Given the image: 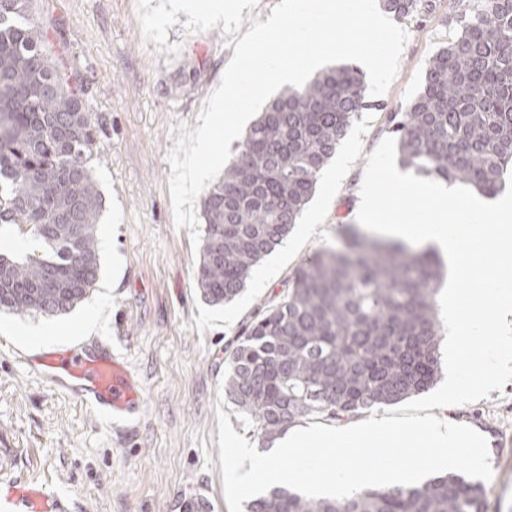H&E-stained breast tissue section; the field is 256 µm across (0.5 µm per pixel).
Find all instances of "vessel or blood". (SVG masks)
<instances>
[{
  "instance_id": "vessel-or-blood-1",
  "label": "vessel or blood",
  "mask_w": 512,
  "mask_h": 512,
  "mask_svg": "<svg viewBox=\"0 0 512 512\" xmlns=\"http://www.w3.org/2000/svg\"><path fill=\"white\" fill-rule=\"evenodd\" d=\"M35 370L40 377L77 393L113 418H122L139 407V389L125 361L109 353L48 356ZM62 508L61 501L42 486L22 484L9 473L0 474V512H61Z\"/></svg>"
}]
</instances>
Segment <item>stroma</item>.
Here are the masks:
<instances>
[{
    "mask_svg": "<svg viewBox=\"0 0 512 512\" xmlns=\"http://www.w3.org/2000/svg\"><path fill=\"white\" fill-rule=\"evenodd\" d=\"M243 7L209 23L184 14L158 22L168 0H31L47 30L53 61L77 74L95 117L97 145L87 160L103 197L98 224L100 278L87 301L59 317L0 312V448L13 479L66 496L67 512H229L223 491L219 428L252 438L231 402H219L224 362L257 308L274 302L302 260L341 248L354 232L368 156L391 134L390 117L419 92L427 61L454 34V0L402 20L409 35L389 90L370 98L319 179L302 223L315 232L274 251L245 291L223 306L196 288L201 249L176 228L168 153L198 114L253 21L279 0ZM65 332L49 352L119 350L141 389L138 419L112 428L70 392L41 378L37 356L13 327ZM444 416L488 443L493 478L486 512H512V381Z\"/></svg>",
    "mask_w": 512,
    "mask_h": 512,
    "instance_id": "35a3bbf8",
    "label": "stroma"
}]
</instances>
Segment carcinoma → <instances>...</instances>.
Here are the masks:
<instances>
[{
	"instance_id": "carcinoma-1",
	"label": "carcinoma",
	"mask_w": 512,
	"mask_h": 512,
	"mask_svg": "<svg viewBox=\"0 0 512 512\" xmlns=\"http://www.w3.org/2000/svg\"><path fill=\"white\" fill-rule=\"evenodd\" d=\"M29 0H0V223L27 227L43 255L0 253V311L55 317L100 276L103 198L86 166L96 124L85 90L43 51ZM407 18L422 0H380ZM456 33L425 66L421 91L391 116L403 167L486 196L512 165V0H456ZM354 64L287 86L236 144L203 199L196 288L233 301L287 237L323 168L367 106ZM433 250L349 239L306 258L278 301L259 309L225 360L224 393L253 433L275 441L303 419L347 421L430 388L441 369ZM485 488L460 474L409 487L365 488L344 499L286 486L246 512H485Z\"/></svg>"
}]
</instances>
